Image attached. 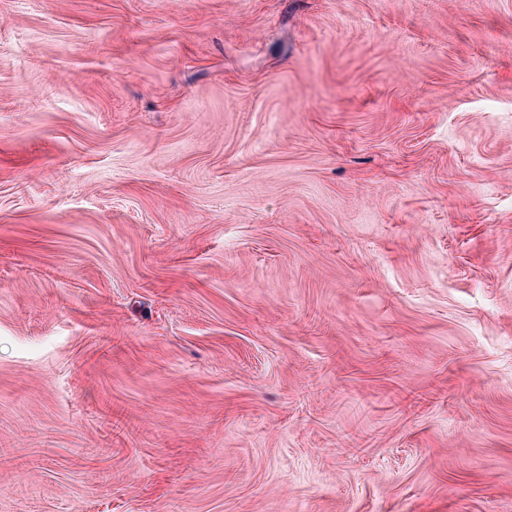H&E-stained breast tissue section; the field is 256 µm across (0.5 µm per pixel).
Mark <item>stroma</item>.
<instances>
[{
  "mask_svg": "<svg viewBox=\"0 0 512 512\" xmlns=\"http://www.w3.org/2000/svg\"><path fill=\"white\" fill-rule=\"evenodd\" d=\"M0 512H512V0H0Z\"/></svg>",
  "mask_w": 512,
  "mask_h": 512,
  "instance_id": "35a3bbf8",
  "label": "stroma"
}]
</instances>
